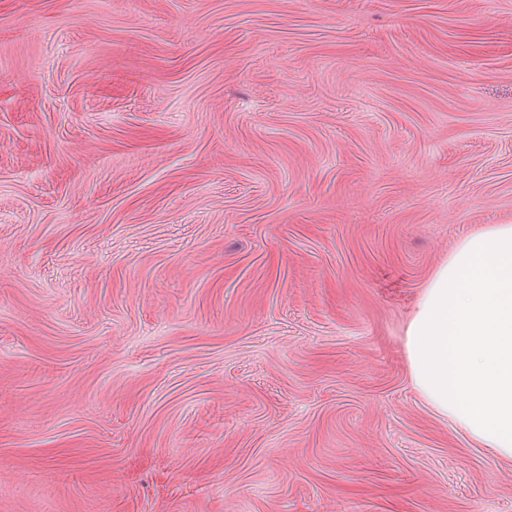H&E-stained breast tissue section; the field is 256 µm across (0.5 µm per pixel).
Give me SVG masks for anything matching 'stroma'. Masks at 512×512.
I'll return each instance as SVG.
<instances>
[{
	"instance_id": "35a3bbf8",
	"label": "stroma",
	"mask_w": 512,
	"mask_h": 512,
	"mask_svg": "<svg viewBox=\"0 0 512 512\" xmlns=\"http://www.w3.org/2000/svg\"><path fill=\"white\" fill-rule=\"evenodd\" d=\"M512 224V0H0V512H512L407 323Z\"/></svg>"
}]
</instances>
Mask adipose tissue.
Instances as JSON below:
<instances>
[{
	"label": "adipose tissue",
	"instance_id": "adipose-tissue-1",
	"mask_svg": "<svg viewBox=\"0 0 512 512\" xmlns=\"http://www.w3.org/2000/svg\"><path fill=\"white\" fill-rule=\"evenodd\" d=\"M420 396L470 438L512 459V224L459 241L405 330Z\"/></svg>",
	"mask_w": 512,
	"mask_h": 512
}]
</instances>
